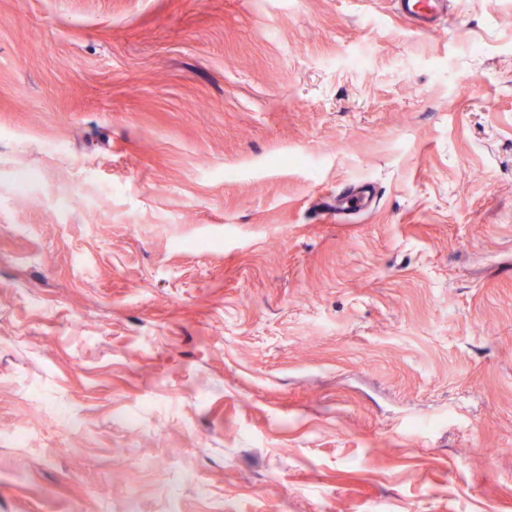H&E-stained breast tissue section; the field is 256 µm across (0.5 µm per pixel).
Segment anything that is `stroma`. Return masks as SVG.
I'll return each instance as SVG.
<instances>
[{
    "instance_id": "1",
    "label": "stroma",
    "mask_w": 512,
    "mask_h": 512,
    "mask_svg": "<svg viewBox=\"0 0 512 512\" xmlns=\"http://www.w3.org/2000/svg\"><path fill=\"white\" fill-rule=\"evenodd\" d=\"M447 2L0 0V512H512V0ZM445 3V0H402L401 12L421 24H433L445 10Z\"/></svg>"
}]
</instances>
